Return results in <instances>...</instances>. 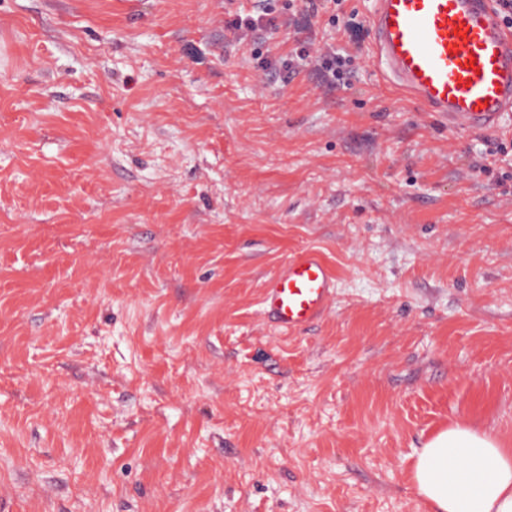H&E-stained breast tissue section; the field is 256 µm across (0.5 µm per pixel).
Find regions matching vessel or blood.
Returning a JSON list of instances; mask_svg holds the SVG:
<instances>
[{"instance_id": "vessel-or-blood-1", "label": "vessel or blood", "mask_w": 512, "mask_h": 512, "mask_svg": "<svg viewBox=\"0 0 512 512\" xmlns=\"http://www.w3.org/2000/svg\"><path fill=\"white\" fill-rule=\"evenodd\" d=\"M370 25L387 76L425 111L476 134L498 132L512 114V29L494 0H375ZM335 286L322 256L302 251L268 281L264 313L285 330L309 326Z\"/></svg>"}]
</instances>
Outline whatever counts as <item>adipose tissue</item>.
Wrapping results in <instances>:
<instances>
[{"mask_svg":"<svg viewBox=\"0 0 512 512\" xmlns=\"http://www.w3.org/2000/svg\"><path fill=\"white\" fill-rule=\"evenodd\" d=\"M412 480L433 512H512V448L465 423L427 440Z\"/></svg>","mask_w":512,"mask_h":512,"instance_id":"adipose-tissue-1","label":"adipose tissue"}]
</instances>
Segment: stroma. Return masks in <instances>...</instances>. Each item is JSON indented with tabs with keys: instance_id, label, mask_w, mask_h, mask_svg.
<instances>
[{
	"instance_id": "obj_1",
	"label": "stroma",
	"mask_w": 512,
	"mask_h": 512,
	"mask_svg": "<svg viewBox=\"0 0 512 512\" xmlns=\"http://www.w3.org/2000/svg\"><path fill=\"white\" fill-rule=\"evenodd\" d=\"M224 18L0 0L6 512H431L434 432L512 448V126L418 109L369 35L335 93L264 78ZM303 250L335 293L283 332ZM336 288L334 274L316 251L291 257L266 284L263 310L284 330L311 325L327 312Z\"/></svg>"
}]
</instances>
